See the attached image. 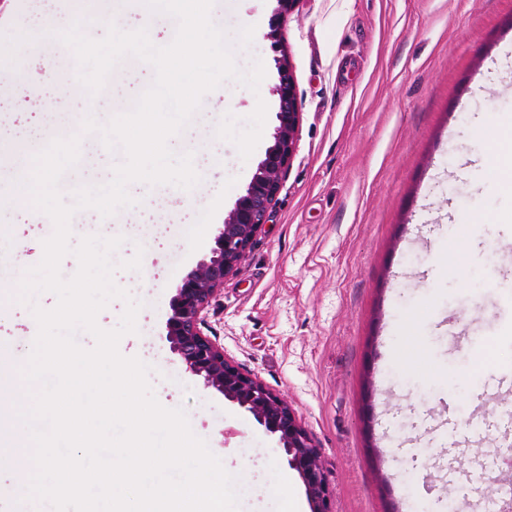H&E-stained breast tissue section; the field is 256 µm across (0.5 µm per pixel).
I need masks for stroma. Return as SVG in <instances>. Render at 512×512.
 Segmentation results:
<instances>
[{
	"instance_id": "obj_1",
	"label": "stroma",
	"mask_w": 512,
	"mask_h": 512,
	"mask_svg": "<svg viewBox=\"0 0 512 512\" xmlns=\"http://www.w3.org/2000/svg\"><path fill=\"white\" fill-rule=\"evenodd\" d=\"M275 0H215L213 21L237 41L249 23V53L261 59L258 91L231 82L208 93L191 124L170 141L192 152L201 183L185 192L131 184L150 208L125 209L118 224L79 217L72 242L86 235L126 236L113 255L151 256L148 272L119 270L116 283L134 298L149 294L138 331L119 350L153 365L159 402L184 408L194 433L246 483L238 512H310L298 474L281 459L275 439L238 406L206 389L171 352L164 325L183 271L208 255L218 224L233 208L271 142L277 81L267 38L277 25L298 86L302 114L295 157L271 218L209 308L226 357L256 376L293 409L319 449L331 512H434V499L414 500L423 471L438 474L442 440L420 423L454 395L459 420L483 413L496 422L512 403L501 377L512 373V197L481 160L502 127L512 126V0H298L274 18ZM119 9L123 30L140 26L138 0H14L0 17V186L28 172L48 142L40 132L17 149L27 127L40 123L31 81L44 74L43 97L71 80L72 52L43 40V19L65 29L88 15ZM154 78L144 62L117 66L114 83L95 102L71 98L58 116L70 134L94 113L99 122L126 112ZM230 98L238 118L267 106L262 138L248 160L216 138L215 99ZM224 156L223 169L207 163ZM122 155L100 139L83 138V179L107 183ZM490 224L471 223L474 209ZM11 228L0 243V345L16 365L37 334L28 307L10 294L28 262L21 245L53 232L32 205L0 211ZM456 243L470 247L460 266L440 263ZM420 319L414 344L408 322Z\"/></svg>"
}]
</instances>
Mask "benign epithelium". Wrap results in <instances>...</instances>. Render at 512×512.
<instances>
[{
    "label": "benign epithelium",
    "instance_id": "benign-epithelium-1",
    "mask_svg": "<svg viewBox=\"0 0 512 512\" xmlns=\"http://www.w3.org/2000/svg\"><path fill=\"white\" fill-rule=\"evenodd\" d=\"M274 65L277 82L272 92L277 97V111L272 143L224 223L218 225L209 255L182 273L170 300L165 338L188 372L276 438L281 455L302 480L311 512H330L327 477L307 431L280 396L226 359L207 319L208 308L223 290L225 279L268 223L295 156L302 116L296 81L285 54L275 57Z\"/></svg>",
    "mask_w": 512,
    "mask_h": 512
}]
</instances>
